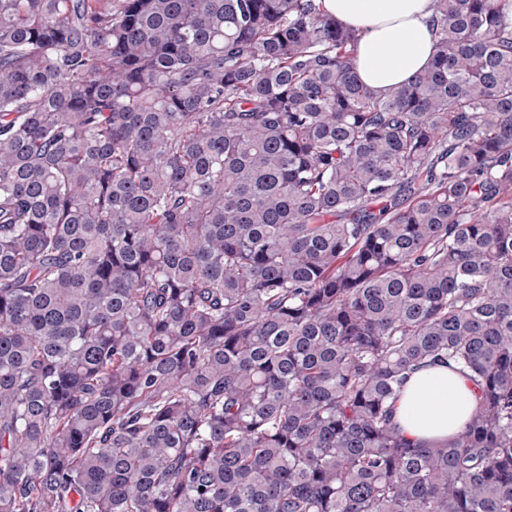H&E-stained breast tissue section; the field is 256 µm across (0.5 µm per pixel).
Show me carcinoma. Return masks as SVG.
Listing matches in <instances>:
<instances>
[{
	"instance_id": "cac0c4a2",
	"label": "carcinoma",
	"mask_w": 512,
	"mask_h": 512,
	"mask_svg": "<svg viewBox=\"0 0 512 512\" xmlns=\"http://www.w3.org/2000/svg\"><path fill=\"white\" fill-rule=\"evenodd\" d=\"M433 26L380 96L321 0H0V512H512V30ZM478 407L470 373L432 364L416 371L394 402L399 434L422 445L449 443Z\"/></svg>"
}]
</instances>
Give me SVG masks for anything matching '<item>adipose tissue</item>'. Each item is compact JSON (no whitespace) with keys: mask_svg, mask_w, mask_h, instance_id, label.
<instances>
[{"mask_svg":"<svg viewBox=\"0 0 512 512\" xmlns=\"http://www.w3.org/2000/svg\"><path fill=\"white\" fill-rule=\"evenodd\" d=\"M325 11L354 29L353 60L360 81L385 95L410 83L434 57V0H322ZM478 407L470 374L457 366L432 364L416 371L394 402L401 436L422 445L451 442Z\"/></svg>","mask_w":512,"mask_h":512,"instance_id":"adipose-tissue-1","label":"adipose tissue"}]
</instances>
